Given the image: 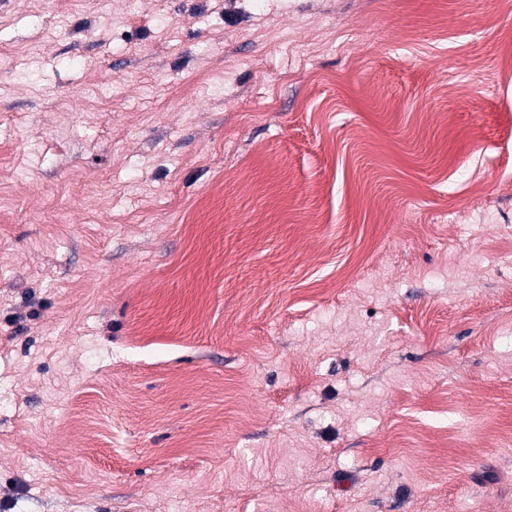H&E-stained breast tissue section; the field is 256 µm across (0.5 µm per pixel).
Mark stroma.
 Returning <instances> with one entry per match:
<instances>
[{
  "mask_svg": "<svg viewBox=\"0 0 512 512\" xmlns=\"http://www.w3.org/2000/svg\"><path fill=\"white\" fill-rule=\"evenodd\" d=\"M512 0H0V508L512 512Z\"/></svg>",
  "mask_w": 512,
  "mask_h": 512,
  "instance_id": "1",
  "label": "stroma"
}]
</instances>
